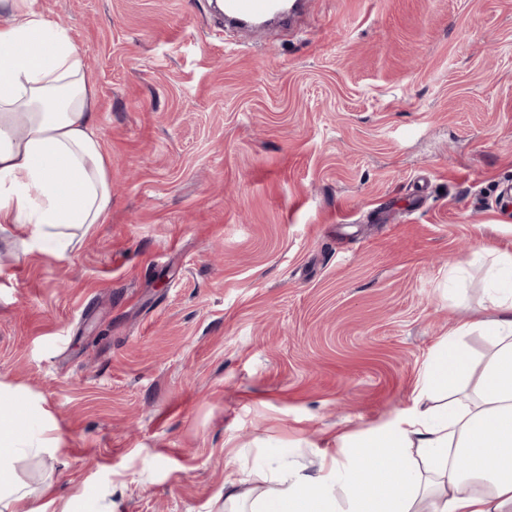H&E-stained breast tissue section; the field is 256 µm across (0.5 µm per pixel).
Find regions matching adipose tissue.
Masks as SVG:
<instances>
[{"mask_svg": "<svg viewBox=\"0 0 512 512\" xmlns=\"http://www.w3.org/2000/svg\"><path fill=\"white\" fill-rule=\"evenodd\" d=\"M62 89L69 96L57 112ZM111 205L84 52L33 0H0V232L22 230L32 249L62 259ZM493 278L494 316L483 326L495 349L481 368L459 345L474 324L455 327L425 362L413 411L337 437L336 456L312 472H230L224 512H512V255L496 257ZM468 381L474 402L432 406ZM19 425L0 403V512H49L30 505L15 465L60 443L28 444Z\"/></svg>", "mask_w": 512, "mask_h": 512, "instance_id": "1", "label": "adipose tissue"}]
</instances>
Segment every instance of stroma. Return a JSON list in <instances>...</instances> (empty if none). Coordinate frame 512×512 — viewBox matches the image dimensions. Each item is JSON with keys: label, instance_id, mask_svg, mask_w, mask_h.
<instances>
[{"label": "stroma", "instance_id": "stroma-1", "mask_svg": "<svg viewBox=\"0 0 512 512\" xmlns=\"http://www.w3.org/2000/svg\"><path fill=\"white\" fill-rule=\"evenodd\" d=\"M86 55L112 208L61 260L0 232V397L31 498L217 512L415 404L512 254V0H36ZM281 1L283 0H224V19L230 23L261 22L269 19L288 21L289 11H284Z\"/></svg>", "mask_w": 512, "mask_h": 512}]
</instances>
